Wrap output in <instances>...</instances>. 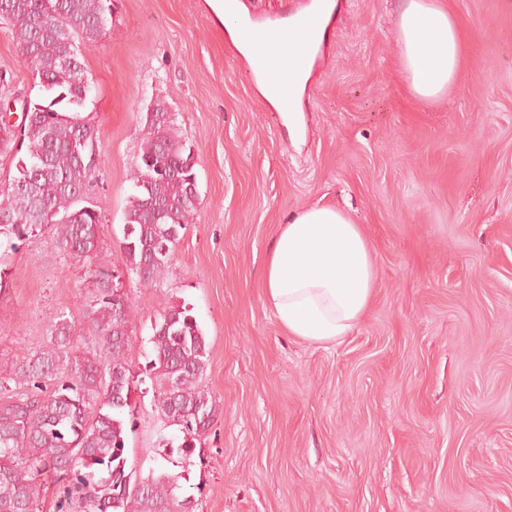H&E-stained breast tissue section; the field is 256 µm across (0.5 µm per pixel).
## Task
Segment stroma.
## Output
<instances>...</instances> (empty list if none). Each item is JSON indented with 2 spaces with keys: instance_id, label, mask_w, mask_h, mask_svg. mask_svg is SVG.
I'll use <instances>...</instances> for the list:
<instances>
[{
  "instance_id": "35a3bbf8",
  "label": "stroma",
  "mask_w": 512,
  "mask_h": 512,
  "mask_svg": "<svg viewBox=\"0 0 512 512\" xmlns=\"http://www.w3.org/2000/svg\"><path fill=\"white\" fill-rule=\"evenodd\" d=\"M468 29L433 103L399 64V0H335L295 129L259 95L205 0H113L84 49L95 85L100 251L131 305L134 476L169 475L192 512H512V0H446ZM0 75L37 95L5 25ZM164 100L196 161L198 205L149 287L120 257L140 117ZM346 210L376 261L349 336H288L262 298L280 224ZM0 293V384L97 282L52 235L20 244ZM190 309L217 415L191 455L141 372L156 320Z\"/></svg>"
}]
</instances>
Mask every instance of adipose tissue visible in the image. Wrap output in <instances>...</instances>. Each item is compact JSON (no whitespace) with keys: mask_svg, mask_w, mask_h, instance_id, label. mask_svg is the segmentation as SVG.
<instances>
[{"mask_svg":"<svg viewBox=\"0 0 512 512\" xmlns=\"http://www.w3.org/2000/svg\"><path fill=\"white\" fill-rule=\"evenodd\" d=\"M223 15L231 41L245 59L254 44L276 59L272 79L259 91L280 107L277 89L301 101L309 76L306 51L323 36L324 23L301 25L282 18L257 38H248L222 0H207ZM400 59L413 94L431 102L455 82L465 52L466 33L444 0H405L399 13ZM376 288L374 257L359 224L333 205L303 209L280 225L266 262L263 298L289 336L326 344L348 336L368 312Z\"/></svg>","mask_w":512,"mask_h":512,"instance_id":"obj_1","label":"adipose tissue"}]
</instances>
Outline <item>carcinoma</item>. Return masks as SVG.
<instances>
[{
  "label": "carcinoma",
  "instance_id": "obj_1",
  "mask_svg": "<svg viewBox=\"0 0 512 512\" xmlns=\"http://www.w3.org/2000/svg\"><path fill=\"white\" fill-rule=\"evenodd\" d=\"M112 0H0V21L39 79L27 100V149L0 188V285L18 243L51 234L70 257L97 256L100 216L84 200L98 167L80 140L96 135L83 89L91 80L81 48L98 43L112 18ZM133 193L124 213L121 259L140 285L165 273L174 247L192 223L198 191L195 159L175 115L155 101L141 118ZM163 169L165 174L155 175ZM98 294L87 315L98 351H80L83 335L61 313L46 341L15 373V392L0 404V512H40L35 478L51 472L62 486L59 512H191L176 479L127 471L125 432L136 406L126 358L127 301L112 292L109 273L95 270ZM145 376L158 384L157 408L191 439L212 425L216 406L199 386L207 365L205 336L189 309L172 306L152 327Z\"/></svg>",
  "mask_w": 512,
  "mask_h": 512
}]
</instances>
